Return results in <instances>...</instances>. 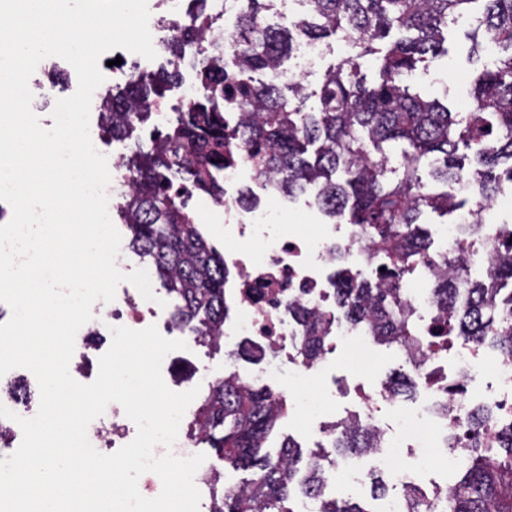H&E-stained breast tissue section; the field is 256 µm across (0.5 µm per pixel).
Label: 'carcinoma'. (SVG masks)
I'll return each mask as SVG.
<instances>
[{
  "instance_id": "carcinoma-1",
  "label": "carcinoma",
  "mask_w": 512,
  "mask_h": 512,
  "mask_svg": "<svg viewBox=\"0 0 512 512\" xmlns=\"http://www.w3.org/2000/svg\"><path fill=\"white\" fill-rule=\"evenodd\" d=\"M189 2L194 8L175 23L168 67L137 72L123 91L105 95L100 129L114 139L129 137L135 124L150 119L151 103L166 99L176 84L185 48L197 47L192 64L198 68L199 93L150 149H137L125 163L133 183L120 213L131 233L129 248L150 258L163 288L177 301L176 326L207 337L204 344L219 343L229 272L224 257L194 224L185 193L224 197L225 106L242 113L238 139L255 148L259 175L277 178L279 192L290 197L315 185L317 205L331 220L346 217L363 227L369 249L387 259L383 281L400 277L428 256L430 245L418 223L422 208L448 212L456 207L446 192H423L422 162L434 161L435 178L446 184L469 179L488 202L502 183H512V0H308L306 13L289 26L261 21L272 0H238L236 33L227 44L214 28L218 15L207 12V0ZM465 14L473 21V52L490 45L498 58L473 76L474 109L461 118L411 92L402 76L437 58L448 22ZM393 32L402 37L389 41ZM337 33L351 55L324 74L318 111L303 112L293 102L308 97L307 86L300 80L282 82L283 59L302 39L320 41ZM370 55L378 56L381 66L377 82L368 85L359 76L357 59ZM255 73L263 78H254ZM461 146L473 151L484 170L473 176L464 171ZM465 258L461 240L445 257L434 288L448 332L490 340L499 354L512 357V289L470 279ZM491 278L512 280V252L497 255ZM338 279V301L350 319L382 343L408 344L410 316L396 289L377 282L356 285L343 269ZM460 281L469 294L464 306L456 303ZM295 316L304 331L302 357L313 362L321 352L323 317L308 309L296 310ZM286 409L281 394L228 380L194 410L192 429L201 443L224 463L253 471L252 479L222 491L213 512H291L293 477L302 472V493L320 495L323 470L316 460L304 459L298 444L288 439L274 453L265 449ZM489 420L479 410L467 417L473 448L438 512H512V429L501 433L500 447L481 448ZM378 440L376 432L346 423L331 442L336 453L345 454L365 453ZM320 512L368 510L323 498Z\"/></svg>"
}]
</instances>
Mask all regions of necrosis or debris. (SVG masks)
Wrapping results in <instances>:
<instances>
[{"mask_svg": "<svg viewBox=\"0 0 512 512\" xmlns=\"http://www.w3.org/2000/svg\"><path fill=\"white\" fill-rule=\"evenodd\" d=\"M254 170L253 156L245 150L236 151L224 165V226L238 244L224 252V265L234 276L224 286V302L233 316L224 323L222 339L228 350L247 345L255 364L245 374L229 365L225 374L249 384L278 380L287 387L285 399L327 437L335 424L327 419L328 406L315 403L309 395L315 374L334 358L340 345L348 350L345 364L353 373L367 374L378 366L373 337L336 312L337 285L330 268L337 256H344L361 282L366 274H378L383 260L366 249L357 225L326 224L307 234L275 223L268 206L276 198L271 179L257 180L252 201L243 199L245 176ZM462 230L459 224L440 228L443 248L415 264L411 276L398 283L414 324V340L404 356L424 387L423 401L410 409L393 400L384 412L378 396L363 395L359 407L345 419L379 432L380 446L364 455L330 458L324 482L327 494H335L340 482L362 486L370 471L377 470L396 490L381 512H401L406 493L413 489L436 503L446 485L435 478V471L460 469L467 460L469 432L459 427V420L480 407L490 413L492 433L512 427V359L488 356L481 344L449 339L431 293L446 249ZM154 294V300L148 301L137 289L120 288L113 302L96 303L93 319L76 335L71 375L81 374L95 339L111 340L112 328L140 330L159 324L161 307L156 299L163 291L158 288ZM294 306L319 309L328 319L323 353L311 364L300 354L303 331L290 312ZM448 402L453 405L449 414L442 410ZM136 434V424L116 403L88 427L90 443L104 454L130 443Z\"/></svg>", "mask_w": 512, "mask_h": 512, "instance_id": "necrosis-or-debris-1", "label": "necrosis or debris"}]
</instances>
